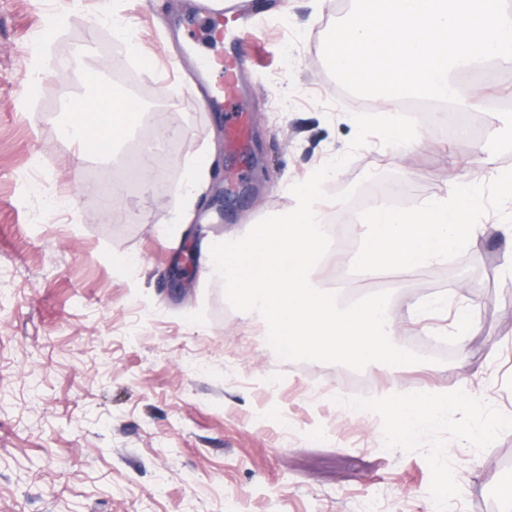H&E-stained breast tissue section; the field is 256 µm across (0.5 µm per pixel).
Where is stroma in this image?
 Wrapping results in <instances>:
<instances>
[{
    "mask_svg": "<svg viewBox=\"0 0 512 512\" xmlns=\"http://www.w3.org/2000/svg\"><path fill=\"white\" fill-rule=\"evenodd\" d=\"M53 2L60 32L35 47L39 0H0V512H436L423 455L384 449L380 417L340 403L361 380L393 390L384 367L279 360L266 326L232 309L219 279L199 272L193 288L172 286L187 235L201 261L213 238L293 208L291 185L345 153L352 113L382 110L343 92L323 60V33L351 0H255L265 62L238 99L252 118L253 168L224 165L234 113L216 117L189 100L155 109L162 87L192 81L195 62L171 28L191 18L195 0ZM115 14L131 41L89 24ZM121 41L148 66L142 115L116 156H99L60 131L86 73L112 86L106 61ZM61 56L70 68L60 94L23 107L17 81ZM476 79L483 96L466 115H498V131L463 137L426 123L409 154L370 139L325 185L332 195L358 189L355 201L325 202L331 224L359 232V201L419 204L445 195L456 173L488 182L492 169L477 164L487 154L494 169L512 168V70ZM155 123L180 136L113 215L110 183L90 175L151 146ZM36 154L47 162L43 193L19 179ZM482 222L485 234L462 256L387 283L388 313L398 342L427 357L408 366L403 389L464 384L512 416V234L494 213ZM437 295L475 306L467 360L449 340L451 313L423 326L409 318L411 303ZM443 337L442 362H430ZM446 454L461 490L451 512H500L512 431L482 452L448 441Z\"/></svg>",
    "mask_w": 512,
    "mask_h": 512,
    "instance_id": "stroma-1",
    "label": "stroma"
}]
</instances>
